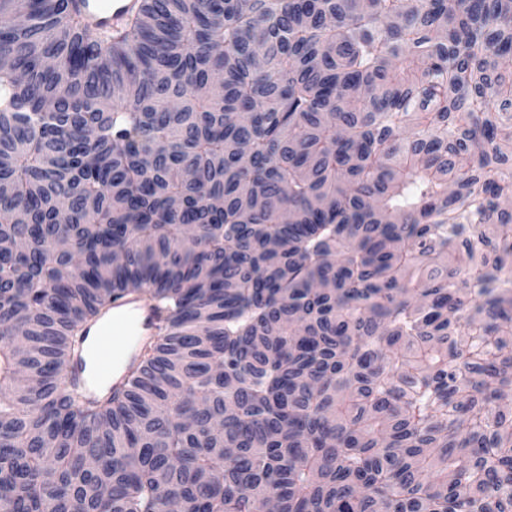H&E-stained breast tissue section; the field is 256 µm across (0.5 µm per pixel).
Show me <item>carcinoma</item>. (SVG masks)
<instances>
[{"label": "carcinoma", "mask_w": 512, "mask_h": 512, "mask_svg": "<svg viewBox=\"0 0 512 512\" xmlns=\"http://www.w3.org/2000/svg\"><path fill=\"white\" fill-rule=\"evenodd\" d=\"M2 54L0 512H512V0H0ZM81 8L90 22L100 28L115 27L142 0H81ZM160 320V313L145 297L125 295L88 326L93 352L107 353L111 345L123 348V360L112 365L109 392L126 388L131 371L139 362L141 347L157 340ZM87 364L83 356L76 357L72 363L75 377L83 385L88 401H97L101 398V391L94 377L86 370Z\"/></svg>", "instance_id": "cac0c4a2"}]
</instances>
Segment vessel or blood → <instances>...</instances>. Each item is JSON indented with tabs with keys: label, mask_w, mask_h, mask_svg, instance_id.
Instances as JSON below:
<instances>
[{
	"label": "vessel or blood",
	"mask_w": 512,
	"mask_h": 512,
	"mask_svg": "<svg viewBox=\"0 0 512 512\" xmlns=\"http://www.w3.org/2000/svg\"><path fill=\"white\" fill-rule=\"evenodd\" d=\"M141 0H83L81 8L90 22L100 28L117 23ZM160 313L142 296L127 295L113 303L109 310L88 327L92 348L108 351L109 347L122 348V361L112 367V391L126 388L133 368L139 362L141 347L153 344L157 339ZM75 377L83 385L87 400L97 401L101 391L94 377L88 372L85 358H75L72 363Z\"/></svg>",
	"instance_id": "vessel-or-blood-1"
}]
</instances>
